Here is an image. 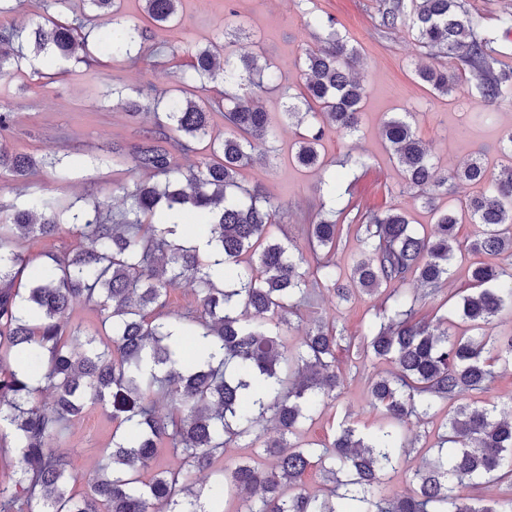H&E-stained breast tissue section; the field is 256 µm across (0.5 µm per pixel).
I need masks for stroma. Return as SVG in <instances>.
Here are the masks:
<instances>
[{
	"label": "stroma",
	"mask_w": 512,
	"mask_h": 512,
	"mask_svg": "<svg viewBox=\"0 0 512 512\" xmlns=\"http://www.w3.org/2000/svg\"><path fill=\"white\" fill-rule=\"evenodd\" d=\"M467 3L481 26L495 37V47L505 62L512 65V37H502L496 21L501 12L512 11V0ZM234 4L244 28L234 43L235 50L265 56L293 92L304 89L300 53L310 40L307 10L334 18L339 31L358 48L363 60L359 75L368 95L361 103L359 130L351 136L333 132L326 135L321 153L328 163L327 171L307 170L293 162L296 128L282 116L284 98L274 90L261 97L276 129L274 150L267 162L246 167L240 180L249 187L263 186L282 206L285 218L276 235L288 243L291 253L305 252L302 227L313 221L322 206H390L404 213L418 233L433 232L434 208L424 207L421 200L403 191L402 169L381 135L384 121L393 114H406L439 160L441 169L453 170L478 154L490 172H498L499 141L505 130L512 128V100L500 102L491 114L478 119L474 113L479 106L468 94L458 91L441 96L420 83L416 66L435 64V57L419 47L407 27L383 28L377 0H234ZM87 11L85 0H70L63 11L56 10L51 0H16L14 12L0 17V24L21 27L52 19L72 25ZM180 16L178 26L155 30L153 41L164 45L165 50L145 60L131 63L113 59L109 51L99 48L98 31L92 27L88 42L96 66L38 59L33 65L0 78V110L12 114L11 129L0 137V146L57 162L56 167L43 168L25 182L7 175L0 177V206L19 204L29 195L40 194L81 206L106 199L113 208H120L122 187L143 180L144 174L131 159L113 162L112 147L120 144L129 148L142 143L154 120L130 119L125 112L113 109L104 97L116 86L125 88L130 95L148 87L178 89L171 49L189 44L202 46L222 37L224 0H182ZM357 153L365 155L366 168L354 171L345 167L347 155ZM328 172L339 176L341 195L323 200L316 187ZM381 301V294L359 292L350 303L340 306L326 288H316L309 304L292 317L288 344L297 347L305 329L317 320L339 322L346 335H360L367 310ZM338 366L345 378L343 390L335 403L305 424L304 441L324 440L344 421L365 435L374 433L383 422L381 409L371 403L368 385L377 374L392 371V364L357 360L343 353ZM441 422L437 416L428 424H409L405 435L413 449L402 456L391 474L387 495L410 492L414 470L434 455ZM111 439L112 422L101 408H89L72 421L59 446L71 462L76 491L89 489Z\"/></svg>",
	"instance_id": "stroma-1"
}]
</instances>
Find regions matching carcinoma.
Masks as SVG:
<instances>
[{
    "label": "carcinoma",
    "instance_id": "obj_1",
    "mask_svg": "<svg viewBox=\"0 0 512 512\" xmlns=\"http://www.w3.org/2000/svg\"><path fill=\"white\" fill-rule=\"evenodd\" d=\"M90 21L112 24L105 43L113 57L138 60L152 27L179 23L182 0H144L149 24L119 21L117 0H87ZM382 24H408L419 46L456 62L418 65L416 75L431 90L448 95L465 86L485 103L512 98V68L502 66L494 39L483 31L465 0H378ZM224 40L186 47L189 62L177 71L197 94L169 96L140 92L117 107L132 118L154 115L157 132L131 148L135 167L149 179L121 187L124 209L115 219L104 201L87 207L35 196L21 206L0 207V439H12L16 462L0 483V512H213L222 489L244 494V512H512V493L498 499L462 496L469 483L506 484L512 489V407H471L465 396L485 391L496 367L512 364V334L492 332L493 321L512 306V130L500 140L508 165L488 174L481 157L451 172L440 171L409 121H385L382 135L404 172V188L436 209L448 184L477 188L460 202L479 233L458 238L459 219L440 211L435 230L420 236L394 208L318 212L304 225L309 248L336 252L353 234L363 253L347 282L330 262L316 266L315 284L348 302L355 291L374 294L385 286L379 312L358 343L336 325L316 322L296 350L288 349L290 316L309 292V270L288 246L272 237L280 206L260 185L245 186L241 171L267 159L273 136L259 93L282 91L285 115L296 120L293 161L325 165L319 146L326 132L358 130L366 86L353 76L356 47L331 19L312 16L314 46L302 49L303 95L289 93L285 79L255 55L238 54L233 0L224 5ZM49 54L58 61L88 62V40L53 20L33 27H0V76L21 68L27 57ZM218 99H202L217 78ZM224 113L229 131L214 136L212 112ZM189 168L176 155L197 151ZM42 160L0 148V175L27 180ZM196 216L208 230L207 250L175 236L167 213ZM72 225L84 239L77 250L30 277V239H50ZM502 257L469 267L470 292L453 312L468 336L448 333V316L424 314L426 300L439 296L455 252ZM233 271L230 282L210 272L211 253ZM198 283L199 309L183 327V341L170 340L177 319L166 311L175 283ZM417 282L423 294L409 288ZM92 304L109 330L81 335L64 316L78 300ZM365 359L386 361L395 371L371 381L373 403L385 426L364 438L340 426L327 443L300 441L301 425L321 414L341 394L344 376L336 367L341 342ZM168 405L160 415L157 401ZM99 406L117 424L90 490L69 489V462L58 448L71 421ZM447 409L437 432L438 456L416 469L410 493L390 498L384 485L408 452L404 427L410 418L428 422ZM273 423L276 436L264 440L258 421ZM244 442L250 453L224 468L209 484L192 483V473L211 467L224 450ZM178 457L177 469L144 475L162 444ZM317 467L331 487L323 493L297 485Z\"/></svg>",
    "mask_w": 512,
    "mask_h": 512
}]
</instances>
